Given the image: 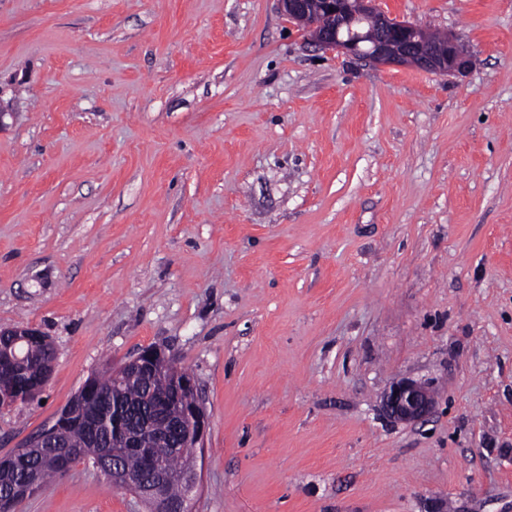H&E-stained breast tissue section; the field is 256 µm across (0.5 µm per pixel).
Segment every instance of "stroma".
<instances>
[{"instance_id": "stroma-1", "label": "stroma", "mask_w": 512, "mask_h": 512, "mask_svg": "<svg viewBox=\"0 0 512 512\" xmlns=\"http://www.w3.org/2000/svg\"><path fill=\"white\" fill-rule=\"evenodd\" d=\"M379 5L470 68L321 50L278 0H0V328L57 351L0 458L158 348L209 422L192 512H512V0ZM16 512L145 508L80 463ZM435 406L432 387L410 379L395 382L383 397L386 414L400 422L424 420L432 414Z\"/></svg>"}]
</instances>
